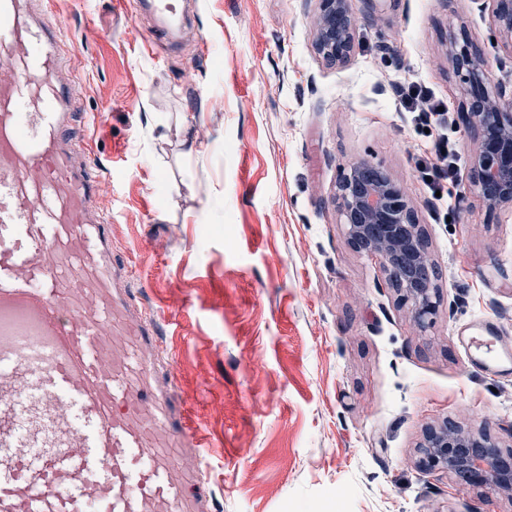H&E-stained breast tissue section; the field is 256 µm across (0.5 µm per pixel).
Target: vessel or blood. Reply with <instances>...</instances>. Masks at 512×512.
<instances>
[{"label":"vessel or blood","mask_w":512,"mask_h":512,"mask_svg":"<svg viewBox=\"0 0 512 512\" xmlns=\"http://www.w3.org/2000/svg\"><path fill=\"white\" fill-rule=\"evenodd\" d=\"M172 34L184 0H140ZM66 43L35 0H0V512H211L210 439L144 357L157 316L124 286L98 179L77 147ZM473 366L512 369L494 322L465 337Z\"/></svg>","instance_id":"vessel-or-blood-1"}]
</instances>
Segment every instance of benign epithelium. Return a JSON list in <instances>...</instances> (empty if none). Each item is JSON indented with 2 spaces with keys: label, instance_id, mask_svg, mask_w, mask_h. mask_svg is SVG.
Segmentation results:
<instances>
[{
  "label": "benign epithelium",
  "instance_id": "obj_1",
  "mask_svg": "<svg viewBox=\"0 0 512 512\" xmlns=\"http://www.w3.org/2000/svg\"><path fill=\"white\" fill-rule=\"evenodd\" d=\"M315 49L328 65L340 66L353 49L355 24L349 0H318ZM495 30L512 50V0H491ZM448 55L461 82V120L478 133L471 156L470 182L485 207L488 222L512 213V92L491 93L484 62L465 31L450 37ZM340 224L352 248L377 257L401 304L409 307L421 330L433 323L440 288L430 275L428 243L415 205L385 168L362 159L350 165L336 187ZM419 466L464 474L472 482L512 494V449L504 452L486 431L473 432L456 422L427 428L418 444ZM496 460L494 469L484 466Z\"/></svg>",
  "mask_w": 512,
  "mask_h": 512
}]
</instances>
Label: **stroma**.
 Listing matches in <instances>:
<instances>
[{
    "mask_svg": "<svg viewBox=\"0 0 512 512\" xmlns=\"http://www.w3.org/2000/svg\"><path fill=\"white\" fill-rule=\"evenodd\" d=\"M317 0H196L175 45L135 0H51L79 82L96 210L132 288L159 316L160 362L205 432L217 512H512V495L417 464L427 426L454 420L512 447V372L474 371L463 332L512 344V214L487 223L470 186L474 129L456 114L450 32L466 29L493 85L512 87L491 0H350L346 63L314 50ZM444 101L416 125L394 86ZM447 135L461 156L446 212L414 169ZM386 168L415 203L441 304L420 330L381 261L336 212L344 169Z\"/></svg>",
    "mask_w": 512,
    "mask_h": 512,
    "instance_id": "obj_1",
    "label": "stroma"
}]
</instances>
